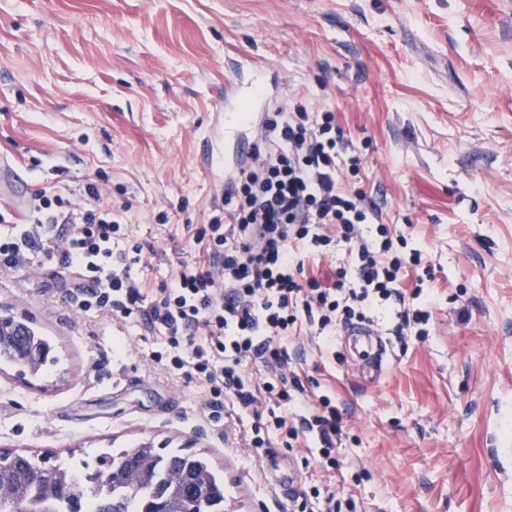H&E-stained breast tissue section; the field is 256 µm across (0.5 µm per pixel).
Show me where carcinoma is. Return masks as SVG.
<instances>
[{
	"label": "carcinoma",
	"mask_w": 512,
	"mask_h": 512,
	"mask_svg": "<svg viewBox=\"0 0 512 512\" xmlns=\"http://www.w3.org/2000/svg\"><path fill=\"white\" fill-rule=\"evenodd\" d=\"M0 359L36 375L50 343L28 318L0 315ZM0 512H224V476L186 448L100 453L95 463L53 464L46 456L0 451Z\"/></svg>",
	"instance_id": "cac0c4a2"
}]
</instances>
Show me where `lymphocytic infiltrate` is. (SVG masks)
<instances>
[{
	"instance_id": "f902f5d3",
	"label": "lymphocytic infiltrate",
	"mask_w": 512,
	"mask_h": 512,
	"mask_svg": "<svg viewBox=\"0 0 512 512\" xmlns=\"http://www.w3.org/2000/svg\"><path fill=\"white\" fill-rule=\"evenodd\" d=\"M342 137L334 112L300 101L267 113L248 165L195 229L191 259H178L158 287L139 274L150 265L142 246L119 248L126 227L95 182L80 189L79 204L51 188L37 191L19 224L0 212V223L10 226L0 233V268L44 257L68 277L72 307L138 323L165 346L156 361L205 383L210 421L247 416L250 447H268L273 434L302 438L338 469L341 414L326 395L308 406L306 387L288 365L289 339L314 326L331 347L337 327L391 302L400 306L395 331L430 319L429 299L400 287L423 251L407 248L373 203L343 187L340 172H359L361 161L340 160ZM363 224L376 225L378 243L360 239ZM333 228L356 244L352 267L338 270L329 287L299 282L306 258L332 244ZM290 403L300 411L294 422L278 413Z\"/></svg>"
}]
</instances>
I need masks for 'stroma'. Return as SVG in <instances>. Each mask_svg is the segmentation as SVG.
I'll use <instances>...</instances> for the list:
<instances>
[{"instance_id": "stroma-1", "label": "stroma", "mask_w": 512, "mask_h": 512, "mask_svg": "<svg viewBox=\"0 0 512 512\" xmlns=\"http://www.w3.org/2000/svg\"><path fill=\"white\" fill-rule=\"evenodd\" d=\"M504 0H0V206L23 215L56 185L103 179L114 212L156 256L151 286L208 220L224 178L227 83L257 78L335 112L346 184L431 266L427 333L396 336L371 310L384 371L366 382L343 339L303 328L292 366L342 415L336 456L249 422L213 425L205 386L153 360L134 322L76 312L34 258L0 269V307L51 336L40 379L0 364V447L75 464L102 448L191 444L224 476V512H290L278 477L330 486L341 512H512V13ZM41 166L32 167V158Z\"/></svg>"}]
</instances>
